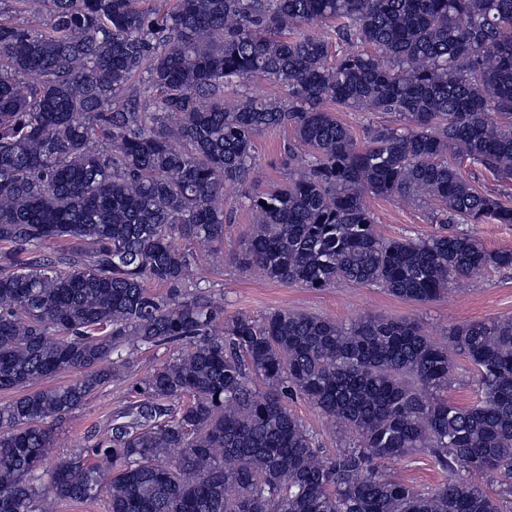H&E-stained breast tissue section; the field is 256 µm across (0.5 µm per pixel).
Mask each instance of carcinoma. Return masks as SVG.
Returning <instances> with one entry per match:
<instances>
[{"label":"carcinoma","instance_id":"carcinoma-1","mask_svg":"<svg viewBox=\"0 0 512 512\" xmlns=\"http://www.w3.org/2000/svg\"><path fill=\"white\" fill-rule=\"evenodd\" d=\"M30 2L42 28L0 20V390L20 391L0 405V512L106 490L109 512H503L480 479L512 478L511 317L443 344L407 319L288 310L218 332L223 309L190 292L195 254L174 240L222 244L230 184L256 216L243 263L271 281L426 303L512 268V250L459 228L512 224V0ZM337 40L358 49L333 58ZM328 102L396 123L361 145ZM286 125L288 177L261 190L254 139ZM466 162L501 189H479ZM368 195L423 200L448 233L386 238ZM62 238L87 247L41 251ZM176 342L111 434L47 467L45 420L137 347ZM454 352L473 367L468 406L439 397ZM296 397L349 442L320 455ZM415 451L448 473L431 493L375 467Z\"/></svg>","mask_w":512,"mask_h":512}]
</instances>
